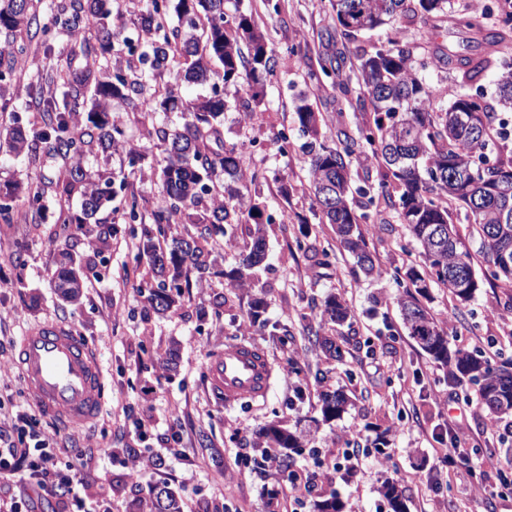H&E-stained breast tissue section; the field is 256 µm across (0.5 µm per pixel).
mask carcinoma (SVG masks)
<instances>
[{"label": "carcinoma", "instance_id": "carcinoma-1", "mask_svg": "<svg viewBox=\"0 0 512 512\" xmlns=\"http://www.w3.org/2000/svg\"><path fill=\"white\" fill-rule=\"evenodd\" d=\"M109 0H51V22L42 24L33 0H0V33L25 32L27 42L17 50L27 53L30 43L52 52L57 37L78 36L89 21L100 31L98 45L84 41L71 56L84 64L66 66L52 77L53 89L38 84L29 96L42 112L44 128L28 133L17 125L0 129V152L13 158L62 157L69 161L63 175L50 182V192L36 187L29 192L31 207L47 208L48 196L59 202L77 201L81 214L59 208L55 238H71L73 225L84 229L88 242L108 247L115 224L100 223L97 213L117 191L126 192L124 223H142L141 198L128 191L126 181L93 170L88 156L96 150L125 157L128 165L143 169L146 151L125 137L112 117L114 99L138 112L177 114L181 122L149 133L164 147L161 196L152 212V227L142 229L138 249L150 257L154 281L147 303L157 313L173 307L174 295L190 287L188 272L200 280L209 271V252L203 243L213 236L235 241L242 217L253 221L249 251L230 274L234 286L255 287L252 269L266 257L264 225L274 223L262 201L269 176L263 169L244 167L235 147L224 144V119L237 112L249 121L263 114L267 83L280 64L240 0H150L137 28L128 30L112 20ZM450 0H329L336 25L348 36L374 30L420 15L427 22L448 13ZM499 26L485 30L484 40L494 55L507 47L512 35V11L498 10ZM174 63L184 65L189 84L208 85L209 92L180 98L152 90L151 82ZM455 69L457 58L435 46L430 60L419 61L408 42L395 37L388 45L356 54V83L369 101L372 123L347 133L333 144L321 132L322 116L297 97L294 122L309 138V178L317 210L327 224L336 226L343 247L366 274L374 264L366 252L361 225L368 210L386 196L387 183L352 188L350 158L359 144L371 149L373 159L387 168L385 177L398 192V216L417 243L424 267H410L399 298L404 327L418 346L448 367V379L476 386L480 403L489 414L512 426V358L499 364L477 351L454 348L448 333L421 307L416 295L431 285L447 289L460 302L471 301L482 288L472 255L450 222L448 206L462 208L469 219L470 237L490 265V276L512 285V146L503 114L512 112V58L500 62L496 85L497 106L483 100L481 91L458 94L444 105L436 91L423 83L419 71L429 65ZM463 83H475L490 68L491 59H466ZM246 89L247 97L239 96ZM474 113L475 127L465 122ZM13 184L0 186V219L11 223ZM363 201L354 206V194ZM174 224H193L197 234H176ZM509 257L504 262L503 256ZM101 270L94 262L81 265L69 251L60 258L50 286L68 301L79 298L89 278ZM322 315L342 322L348 308L335 296L324 301ZM323 420L339 418L347 398L340 391L321 398ZM304 435L276 424L258 432V444L273 443L290 451L303 445ZM380 495L390 512H407L397 487L384 483ZM149 512H182L177 496L166 486H155L148 497Z\"/></svg>", "mask_w": 512, "mask_h": 512}]
</instances>
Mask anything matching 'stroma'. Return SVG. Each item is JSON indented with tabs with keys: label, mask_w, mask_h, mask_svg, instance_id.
<instances>
[{
	"label": "stroma",
	"mask_w": 512,
	"mask_h": 512,
	"mask_svg": "<svg viewBox=\"0 0 512 512\" xmlns=\"http://www.w3.org/2000/svg\"><path fill=\"white\" fill-rule=\"evenodd\" d=\"M278 2L276 10L267 0L243 2L269 47L287 57L268 85L266 110L252 124L224 123V139L237 146L246 167L265 169L293 187L286 199L273 190L264 193L267 212L288 220L284 226L265 227L268 259L255 273L263 289L264 324L252 319L258 294L231 287L224 279L247 246L246 225L238 226L234 248L216 243L214 272L203 287L184 289L174 309L159 314L146 301L152 266L149 260H135L140 237L123 223L120 200H113L101 212L119 224L111 247L101 255L105 275L87 282L79 299L68 302L49 286L56 258L68 247L86 260L93 252L82 234L69 242L55 239L53 212L36 213L26 193H19L12 223H0V337L19 341L28 328L46 320L75 326L100 353L104 396L99 418L78 441L96 454L78 499L44 496L31 484L0 479V501L35 500L38 512H74L78 507L84 512H133L137 500L163 484L180 499L183 512H287L288 503L273 496L287 481L278 468L263 464L254 446L257 431L277 422L307 434L303 450L294 456L298 494L307 507L334 494L343 512H387L379 489L401 471L408 476L399 486L407 512H512V494L486 493L498 483L495 474L485 475L475 487L461 484L440 453L456 418L465 447L482 449L498 459L501 469L512 470V441L502 440V423L480 406L473 388L450 385L446 368L404 328L397 280L420 258L396 208L379 203L374 227L364 230L376 266L370 277L340 246L333 226L314 216L309 156L293 120L295 97L307 94L324 118L327 136L356 134L371 120V108L357 91L342 92L339 84L353 82L356 52L386 44L391 29L348 37L337 28L327 0ZM70 47L68 37H58L51 55L31 50L19 67L10 56L0 57V70L16 78L19 94L17 101L0 104V123L17 117L25 128H41L37 107H24L21 100L31 83L55 72L61 61L81 66V59H70ZM323 66L339 68V80L310 82L309 71ZM112 114L130 139L147 146L149 164L162 168L165 153L148 137L162 114L130 111L121 100L113 101ZM283 129L289 134L284 153L276 143ZM66 165L62 158L32 164L0 157V183L46 184ZM468 248L475 273L484 280L474 299L461 308L446 289L433 287L420 303L447 329L452 343L499 363L512 358V293L489 280L477 243ZM19 249L25 260L21 267L13 262ZM331 294L341 296L350 309L344 325L322 326L324 335L342 339L339 360L311 349L306 338L307 326L317 323L318 307ZM231 342L262 348L273 376L265 396L227 406L208 387L205 363ZM172 346L179 350L176 368L159 367L158 356ZM291 356L300 364V374L289 373L286 360ZM335 390L347 394L349 405L340 418L326 422L320 395ZM33 409L12 353L1 354L0 413ZM380 434L395 450L385 459L374 445ZM353 437L360 447L353 471L333 473ZM132 449L156 460L136 487L127 480ZM318 463L327 476L307 489V477Z\"/></svg>",
	"instance_id": "1"
}]
</instances>
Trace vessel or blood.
<instances>
[{
  "mask_svg": "<svg viewBox=\"0 0 512 512\" xmlns=\"http://www.w3.org/2000/svg\"><path fill=\"white\" fill-rule=\"evenodd\" d=\"M16 361L30 398L58 426L78 431L100 411V356L73 326L55 321L33 325L20 339ZM206 374L211 390L222 391L230 405L246 396H263L271 367L267 357L235 343L209 359Z\"/></svg>",
  "mask_w": 512,
  "mask_h": 512,
  "instance_id": "b4317fda",
  "label": "vessel or blood"
}]
</instances>
